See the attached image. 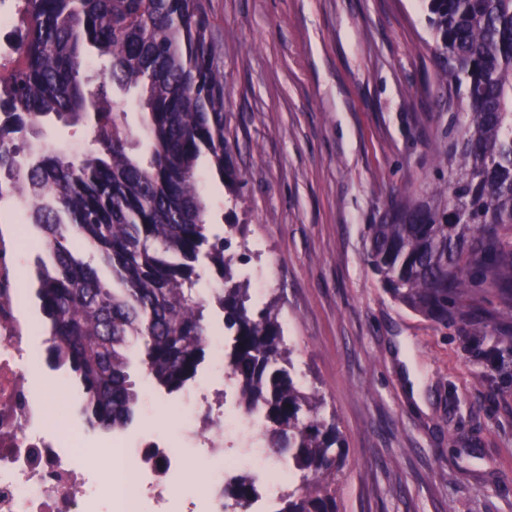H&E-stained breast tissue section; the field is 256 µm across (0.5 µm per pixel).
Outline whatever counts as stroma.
Wrapping results in <instances>:
<instances>
[{
    "instance_id": "stroma-1",
    "label": "stroma",
    "mask_w": 512,
    "mask_h": 512,
    "mask_svg": "<svg viewBox=\"0 0 512 512\" xmlns=\"http://www.w3.org/2000/svg\"><path fill=\"white\" fill-rule=\"evenodd\" d=\"M223 43L224 137L240 175H202L215 232L231 231L234 279L272 308L306 390L346 448L340 512H512V348L494 283L463 300L491 320L441 325L385 290L366 263L367 227L435 175L448 143L422 0H206ZM143 393L122 432L174 435L190 402ZM56 427L79 432L90 487L107 488L112 437L88 428L64 372L34 381ZM171 484L210 500L218 464L195 448Z\"/></svg>"
}]
</instances>
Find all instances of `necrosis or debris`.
<instances>
[{
	"label": "necrosis or debris",
	"instance_id": "4bbe7bcc",
	"mask_svg": "<svg viewBox=\"0 0 512 512\" xmlns=\"http://www.w3.org/2000/svg\"><path fill=\"white\" fill-rule=\"evenodd\" d=\"M19 270L16 234L0 229V512H87L86 475L77 460L80 443L65 432L49 434L52 417L32 391L33 325L20 310ZM189 397L207 408L210 420L204 424L191 417L185 441L224 463L223 477L213 483L217 512L225 508L221 489L244 468L257 494L250 512H264L287 483L288 472L267 464L259 414L225 407L216 388H194ZM172 446L170 438L158 435L134 451L116 444L115 512H140L147 500L158 507L165 503L170 492L165 475L182 462Z\"/></svg>",
	"mask_w": 512,
	"mask_h": 512
}]
</instances>
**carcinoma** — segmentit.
Segmentation results:
<instances>
[{"label":"carcinoma","instance_id":"carcinoma-1","mask_svg":"<svg viewBox=\"0 0 512 512\" xmlns=\"http://www.w3.org/2000/svg\"><path fill=\"white\" fill-rule=\"evenodd\" d=\"M432 53L448 88V146L433 181L389 202L368 225L367 262L392 296L446 325L460 301L490 280L512 296V0H425ZM21 59L0 75V172L24 197L38 259L31 283L48 336L45 360L65 370L94 430L126 428L140 392L130 343L169 393L205 361L206 305L198 265L224 287L214 296L232 335L229 367L240 405L266 421L267 447L297 485L273 512H338L346 456L323 400L292 374L291 351L271 311L253 313L234 282L231 239L209 231L199 160L232 184L224 141L223 45L203 0H23ZM108 59L100 84L82 72L91 51ZM139 91L150 148L127 122L120 93ZM82 123L90 149L21 156L46 123ZM90 252L73 255V242ZM112 270L102 279L92 261ZM248 510L247 475L223 490Z\"/></svg>","mask_w":512,"mask_h":512}]
</instances>
